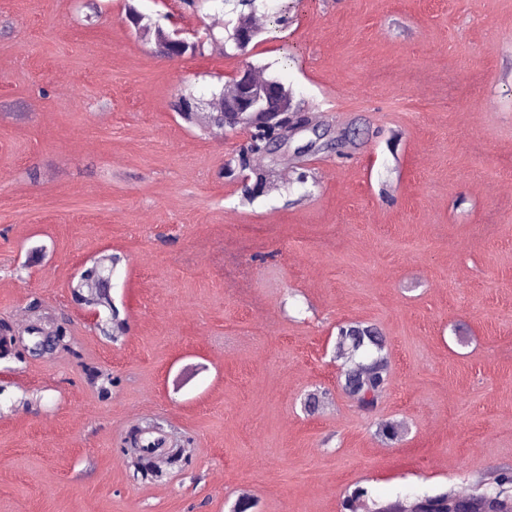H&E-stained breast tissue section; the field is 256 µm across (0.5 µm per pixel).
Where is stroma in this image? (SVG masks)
Returning a JSON list of instances; mask_svg holds the SVG:
<instances>
[{
	"label": "stroma",
	"mask_w": 512,
	"mask_h": 512,
	"mask_svg": "<svg viewBox=\"0 0 512 512\" xmlns=\"http://www.w3.org/2000/svg\"><path fill=\"white\" fill-rule=\"evenodd\" d=\"M224 36L223 0H137ZM291 22L254 62L343 154L284 150L253 203L222 174L245 144L190 127L242 61L168 58L125 0H0V323L64 324L0 359V512H342L471 489L512 467V0H261ZM308 170L306 183L292 172ZM119 254L105 336L70 283ZM375 324L390 377L372 411L337 386L336 326ZM328 388L315 413L306 393ZM162 420L191 464L134 480L121 439ZM383 419L400 441L374 437ZM25 336H12V343L14 349L21 347L24 352H27L30 357L40 359L47 350L57 345L58 339L54 334L55 327L47 329V333L39 336V328L37 325H32L24 331ZM28 336H38L36 341H31ZM354 501L362 503V505L369 510L368 512H385L382 509L388 503L392 502L391 500L374 497L368 488L360 486L356 487L352 493L347 496L343 502V508L350 512H358L350 508L351 503Z\"/></svg>",
	"instance_id": "1"
}]
</instances>
